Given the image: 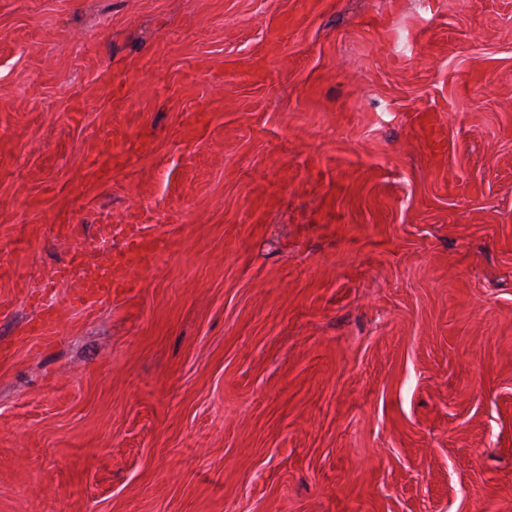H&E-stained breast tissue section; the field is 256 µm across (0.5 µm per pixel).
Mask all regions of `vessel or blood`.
I'll return each instance as SVG.
<instances>
[{
  "mask_svg": "<svg viewBox=\"0 0 512 512\" xmlns=\"http://www.w3.org/2000/svg\"><path fill=\"white\" fill-rule=\"evenodd\" d=\"M155 258L156 245L153 240L130 234L124 247L112 255L108 267L98 270L78 283L70 296L72 305L90 309L111 301L117 289L132 287L130 274L134 269L144 267ZM65 317V309H45L40 320L32 326L30 333L45 342L57 341Z\"/></svg>",
  "mask_w": 512,
  "mask_h": 512,
  "instance_id": "b4317fda",
  "label": "vessel or blood"
}]
</instances>
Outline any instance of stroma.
I'll use <instances>...</instances> for the list:
<instances>
[{
    "label": "stroma",
    "mask_w": 512,
    "mask_h": 512,
    "mask_svg": "<svg viewBox=\"0 0 512 512\" xmlns=\"http://www.w3.org/2000/svg\"><path fill=\"white\" fill-rule=\"evenodd\" d=\"M0 512H512V0H0ZM156 259V245L152 239L131 233L125 246L111 256L108 267L81 280L70 295L69 308L45 309L40 320L32 326L29 335L37 336L44 342H54L62 338L60 326L66 312L76 305L83 309H93L98 304L112 301L119 288H134L130 273Z\"/></svg>",
    "instance_id": "1"
}]
</instances>
